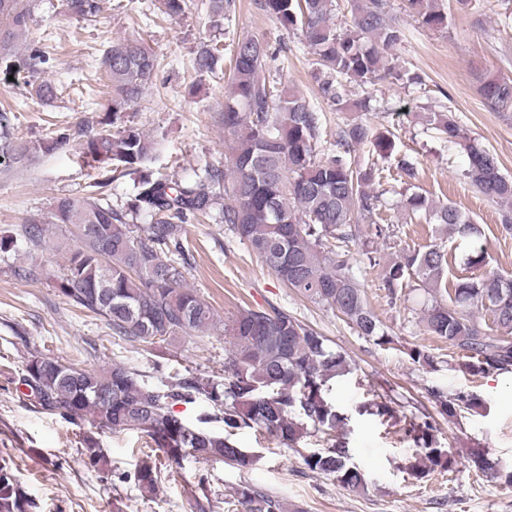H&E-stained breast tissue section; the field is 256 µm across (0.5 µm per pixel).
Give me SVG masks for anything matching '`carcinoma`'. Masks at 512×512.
<instances>
[{
  "instance_id": "cac0c4a2",
  "label": "carcinoma",
  "mask_w": 512,
  "mask_h": 512,
  "mask_svg": "<svg viewBox=\"0 0 512 512\" xmlns=\"http://www.w3.org/2000/svg\"><path fill=\"white\" fill-rule=\"evenodd\" d=\"M351 20L333 21L339 0H260V7L288 31L301 33L314 56V79L320 97L338 113L350 117L336 124L334 153L317 156L323 113L304 97L265 75L274 59L267 44L244 36L232 41L228 92L217 122L224 128L229 149L226 164H207L193 177L153 176L141 168L152 160L156 142L139 127L116 131L113 121L143 97L158 69V57L143 38H125L103 50L98 65L109 96L106 112L85 137L81 154L103 164L112 175L96 179L77 196L57 198L49 212L26 220L23 236L40 243L53 224L69 228L74 245L65 249L57 289L74 307L103 319L118 336L143 351H157L187 336L203 337L216 327L209 302L184 285L190 264L186 225L208 220L225 224L288 287L313 303L339 312L357 335L378 346L394 343L369 306L353 264L351 245L360 239L359 225L372 224V235L388 237L390 227L375 223L381 193L372 189L380 177L373 166H354L350 148L369 139L383 157L395 151L394 134L373 128L363 119L371 111L370 98L352 99L346 83L359 86L404 79L414 83L388 51L402 40L401 30L388 19L385 0H350ZM234 0H208L213 26L229 18ZM406 8L432 28L447 25L448 15L438 0H406ZM101 0H61L68 17L93 18ZM32 12L23 0H0V65L11 73L35 78L49 56L44 38L33 35ZM26 44V51L17 45ZM200 74L224 72V45L200 43L193 58ZM481 92L499 112H512V80L487 79ZM423 124L460 146L468 159L462 176L489 200L512 206V178L500 170L496 157L472 139L446 112H425ZM36 145L15 135L12 117L0 111V166L23 164ZM138 175L136 193L126 205L107 200V188L120 177ZM408 215H422L448 234L472 239L465 266L482 273L460 277L448 290V303L425 309V331L465 354L462 366L475 374L512 372V277L484 270L487 251L482 231L452 204H437L412 193L402 202ZM148 219L140 226L137 220ZM369 266L379 267L380 285L394 296L405 281L414 279L423 290L441 286L448 257L432 246L403 248L381 262L369 246L361 249ZM485 310L497 331L493 336L474 319ZM231 348L224 357V377L200 371L175 372L165 389L148 386L141 371L121 362L97 373L72 363L33 355L25 365L23 382L35 402L51 414L71 419L91 417L101 428L137 429L145 433L170 465L187 457L223 462L247 470L255 455L239 446L235 436L259 427L283 447L300 453L299 443L313 433L327 436L328 447L301 453L305 466L332 475L344 488L367 489L363 471L350 463L347 427L352 416L336 409L329 382L351 372L348 355L336 351L310 325L282 309L243 308L224 325ZM410 359L432 368L436 356L420 347L409 349ZM373 399L356 413L382 422L402 424L403 438L416 448L407 465L409 476L452 472L456 459L436 435L428 413L400 420L391 396L370 389ZM439 413L456 417L485 408L474 393L446 394L429 390ZM198 398L210 402L224 422L217 435L186 425L173 411L178 402ZM84 462L107 465L103 449L92 437L84 439ZM474 466L512 486V468L492 464L485 454L471 453ZM161 469L142 461L134 480L152 494ZM243 512H283L274 496L244 483L234 490ZM33 503L6 464L0 465V512H28Z\"/></svg>"
}]
</instances>
